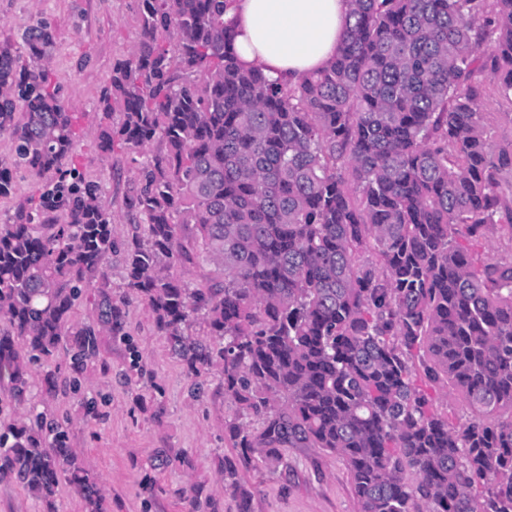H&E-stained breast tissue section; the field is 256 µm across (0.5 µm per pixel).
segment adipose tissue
I'll return each mask as SVG.
<instances>
[{"instance_id": "1", "label": "adipose tissue", "mask_w": 512, "mask_h": 512, "mask_svg": "<svg viewBox=\"0 0 512 512\" xmlns=\"http://www.w3.org/2000/svg\"><path fill=\"white\" fill-rule=\"evenodd\" d=\"M349 9L348 0H227L224 22L240 64L291 83L332 60Z\"/></svg>"}]
</instances>
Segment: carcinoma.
I'll use <instances>...</instances> for the list:
<instances>
[{
    "label": "carcinoma",
    "instance_id": "1",
    "mask_svg": "<svg viewBox=\"0 0 512 512\" xmlns=\"http://www.w3.org/2000/svg\"><path fill=\"white\" fill-rule=\"evenodd\" d=\"M350 5L334 59L290 86L240 67L226 0H133L140 38L112 68L97 136L135 164L125 204L145 229L122 243L73 161L50 24L25 29L23 53L0 43V134L14 142L0 197L18 172L37 180L0 222V383L25 402L64 346L75 385L101 337L126 335L108 273L121 251L172 353L224 375L243 465L320 448L345 462L358 512H512V259L466 244L512 243V140L493 141L475 77L512 99V0ZM188 224L223 275L206 288L172 272L199 257ZM89 293L95 319L76 322ZM199 316L207 338L189 332ZM59 374L43 371L45 397ZM422 378L470 418L433 410ZM0 477L46 512L63 484L107 512L46 408L0 425Z\"/></svg>",
    "mask_w": 512,
    "mask_h": 512
}]
</instances>
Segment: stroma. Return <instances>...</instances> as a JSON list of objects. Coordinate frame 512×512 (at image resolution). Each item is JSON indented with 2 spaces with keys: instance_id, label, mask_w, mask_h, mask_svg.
<instances>
[{
  "instance_id": "stroma-1",
  "label": "stroma",
  "mask_w": 512,
  "mask_h": 512,
  "mask_svg": "<svg viewBox=\"0 0 512 512\" xmlns=\"http://www.w3.org/2000/svg\"><path fill=\"white\" fill-rule=\"evenodd\" d=\"M40 16L55 30L51 66L76 118L74 161L100 182L115 237L131 239L143 231L125 207L131 156L121 147L101 156L96 134L112 67L139 38L132 0H0V42L20 43ZM126 322L127 339L103 337L79 389L63 388L51 403L109 512H191L198 484L219 512H358L345 463L322 449H287L273 471L239 465L224 436L235 405L222 374H190L157 333L146 301L131 298ZM231 465L232 480L225 473Z\"/></svg>"
}]
</instances>
